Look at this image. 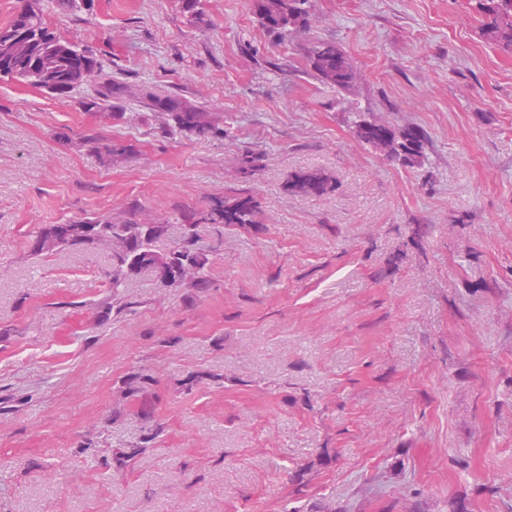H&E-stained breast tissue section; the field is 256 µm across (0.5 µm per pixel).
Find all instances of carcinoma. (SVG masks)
<instances>
[{
    "mask_svg": "<svg viewBox=\"0 0 512 512\" xmlns=\"http://www.w3.org/2000/svg\"><path fill=\"white\" fill-rule=\"evenodd\" d=\"M475 2L477 12L486 19L482 24L484 35L503 49L512 50V0ZM308 4L309 0H254L260 24L283 38L288 37L292 30H305L310 26ZM308 62L320 81L338 90L349 89L360 77V71L332 41L314 42ZM0 66L19 81L27 82V74L38 73V81L33 86L55 96H66L101 74V65L93 53H86L79 43L63 40L49 31L39 0H25L8 24L0 27ZM114 96H128L147 102L165 116L164 130L167 132L193 131L201 136L224 134V129L208 120L207 113L177 99L140 93L130 86L116 83L102 93L105 101ZM387 131L402 141L404 147V153L391 156L389 160L405 167L422 162L425 135L421 130L407 129L397 133L377 118L361 119L355 125L357 137L369 146ZM335 188L336 184L317 170L297 172L287 182L288 191L301 195L322 196ZM259 215L260 209L251 196L235 193L214 201L202 213L200 222L246 228L259 223ZM85 223L100 226L94 239L83 242L58 237L54 230L62 229L64 225L50 224L33 232L31 251L35 255L67 250L108 251L111 261L108 276L112 297L116 300L129 279L151 269L150 255L154 251V243L166 231V225L141 220L115 223L110 218L99 217L89 218ZM194 240L193 225H185L183 242L173 251L188 265L176 280L170 283L162 281L161 286L173 288L186 281L202 287L208 284V259L194 248Z\"/></svg>",
    "mask_w": 512,
    "mask_h": 512,
    "instance_id": "cac0c4a2",
    "label": "carcinoma"
}]
</instances>
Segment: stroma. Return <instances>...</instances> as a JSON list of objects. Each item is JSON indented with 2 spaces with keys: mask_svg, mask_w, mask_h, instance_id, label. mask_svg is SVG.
Returning a JSON list of instances; mask_svg holds the SVG:
<instances>
[{
  "mask_svg": "<svg viewBox=\"0 0 512 512\" xmlns=\"http://www.w3.org/2000/svg\"><path fill=\"white\" fill-rule=\"evenodd\" d=\"M313 5L283 42L253 0H42L103 78L224 133L0 76V512H512V52L471 0ZM317 39L350 90L315 77ZM354 108L422 130L424 161L377 155ZM309 169L335 191L288 192ZM233 192L262 222L196 225L204 288L145 271L116 302L106 252L30 250L136 210L164 252ZM308 62L320 81L338 90L349 89L360 77V71L332 41H315L309 51ZM101 96L103 98H94L87 102L88 111L101 108V103L97 100L107 101L110 97L114 96H128L144 100L147 102V105L166 116L164 117L167 120L164 122V130L166 132L181 133L183 131H193L201 136H217L224 133V129L215 126L208 120L206 112L171 97H159L147 92L138 93V90L130 86L116 83H112V87L105 88V92H102Z\"/></svg>",
  "mask_w": 512,
  "mask_h": 512,
  "instance_id": "stroma-1",
  "label": "stroma"
}]
</instances>
